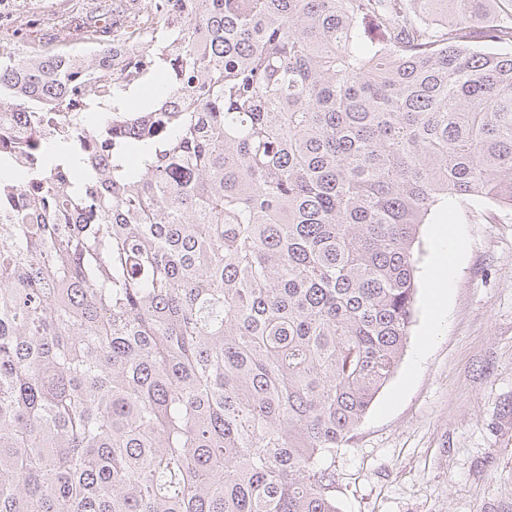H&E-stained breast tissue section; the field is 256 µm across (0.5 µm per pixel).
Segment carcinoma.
Returning a JSON list of instances; mask_svg holds the SVG:
<instances>
[{
  "label": "carcinoma",
  "mask_w": 512,
  "mask_h": 512,
  "mask_svg": "<svg viewBox=\"0 0 512 512\" xmlns=\"http://www.w3.org/2000/svg\"><path fill=\"white\" fill-rule=\"evenodd\" d=\"M499 2L146 0L0 51V512H338L420 227L512 209Z\"/></svg>",
  "instance_id": "cac0c4a2"
}]
</instances>
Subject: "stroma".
Segmentation results:
<instances>
[{
    "label": "stroma",
    "instance_id": "stroma-1",
    "mask_svg": "<svg viewBox=\"0 0 512 512\" xmlns=\"http://www.w3.org/2000/svg\"><path fill=\"white\" fill-rule=\"evenodd\" d=\"M40 19L0 7V50ZM449 221L463 249L444 315L431 326L425 224L406 351L336 453L340 512H512V210L488 203Z\"/></svg>",
    "mask_w": 512,
    "mask_h": 512
}]
</instances>
